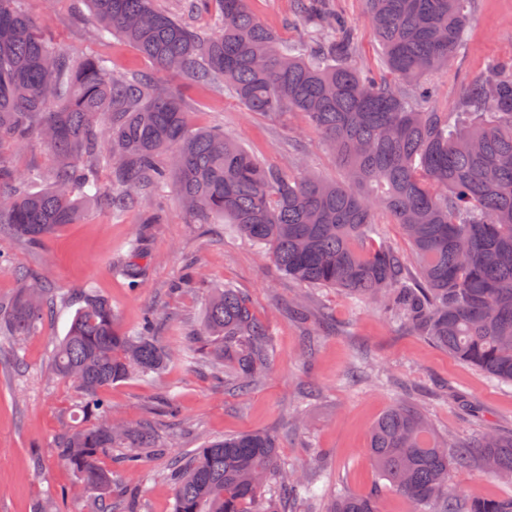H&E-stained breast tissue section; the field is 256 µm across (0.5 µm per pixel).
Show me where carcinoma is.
Here are the masks:
<instances>
[{"label": "carcinoma", "mask_w": 512, "mask_h": 512, "mask_svg": "<svg viewBox=\"0 0 512 512\" xmlns=\"http://www.w3.org/2000/svg\"><path fill=\"white\" fill-rule=\"evenodd\" d=\"M87 2L98 40L119 36L165 78L118 73L94 53L73 56L28 16L23 0H0V145L22 150L37 137L56 158L50 186L30 192L23 186L39 174L0 157V232L42 242L79 223L91 200L117 218L172 181L190 223L223 219L288 277L337 288L354 305L373 304L404 330L512 385V63L489 62L453 123L446 112L416 107L421 80L448 70L463 45L468 0H367L385 70L377 81L352 63L354 34L323 11L322 0H299L297 13L313 30L294 43L258 20L248 0H217L210 34L155 0ZM169 76L225 86L248 111L275 121L303 113L344 179L262 162L219 128L190 129ZM380 210L401 227L412 257L373 240ZM158 223L152 205L121 247L115 271L135 287L150 225ZM22 280L10 305H0V327L16 341L37 329L55 294L46 281ZM271 353L270 326L230 285L211 288L200 332L176 350L155 338L153 314L121 332L112 303L85 288L52 367L82 395L89 418L63 432L56 448L95 512H115L108 498L115 478L103 456L123 448L133 467L140 453L162 447L150 423L112 418L106 389L129 377L152 383L177 362L246 393ZM369 453L378 478L412 512L434 503L437 512H512V497L462 495L448 480L451 468L474 462L512 480V434L441 437L398 401L373 425ZM275 475L272 494L297 497L301 478L279 463L269 433L208 442L171 458L173 512H277L265 497ZM329 512L380 510L373 494L338 492Z\"/></svg>", "instance_id": "cac0c4a2"}]
</instances>
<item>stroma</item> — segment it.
I'll use <instances>...</instances> for the list:
<instances>
[{"instance_id": "obj_1", "label": "stroma", "mask_w": 512, "mask_h": 512, "mask_svg": "<svg viewBox=\"0 0 512 512\" xmlns=\"http://www.w3.org/2000/svg\"><path fill=\"white\" fill-rule=\"evenodd\" d=\"M333 6L358 36L355 66L364 75L379 74L382 51L370 31L365 0H333ZM26 8L71 54L96 52L124 73L152 68L120 38L96 40L87 0H26ZM249 8L282 39L302 38L293 0H249ZM469 9L464 45L454 66L428 79L432 94L426 107L457 111L468 83L490 60L512 58V0H471ZM178 85L191 125L224 129L269 164L291 163L292 149H299L310 171L341 179L334 155L302 115L277 122L245 111L222 88L184 78ZM157 206L163 220L152 227L139 288L112 273L121 246L139 228V206L116 220L90 204L82 223L65 226L41 244L0 237L1 305L17 294L22 271L60 294L52 314L20 344L0 337V512H37L48 492L55 512H90V500L78 493L54 448L60 433L82 425V397L52 369L53 353L76 309L73 298L89 284L111 300L120 330L151 313L156 336L172 346L198 330L216 284L239 288L272 330L271 365L249 392L180 365L169 366L158 382L131 378L106 390L118 419L150 422L166 445L163 453L143 454L135 468H116L125 484L137 488L139 512H172L174 489L166 477L171 457L252 431L274 434L281 460L318 485L377 495L381 512H409L408 500L382 485L368 454L372 426L396 400L422 411L436 430L462 438L484 429L512 431V386L404 331L376 308H356L338 289L300 287L233 225L220 219L190 223L174 189H166ZM169 397L178 404L177 415L165 411Z\"/></svg>"}]
</instances>
